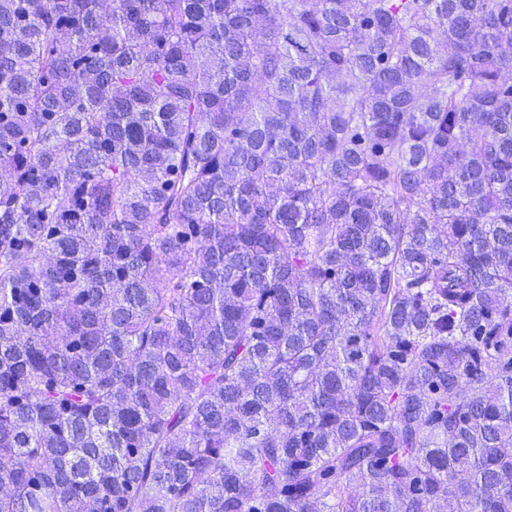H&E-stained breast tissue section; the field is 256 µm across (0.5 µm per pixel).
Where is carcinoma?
Here are the masks:
<instances>
[{
	"mask_svg": "<svg viewBox=\"0 0 512 512\" xmlns=\"http://www.w3.org/2000/svg\"><path fill=\"white\" fill-rule=\"evenodd\" d=\"M0 512H512V0H0Z\"/></svg>",
	"mask_w": 512,
	"mask_h": 512,
	"instance_id": "carcinoma-1",
	"label": "carcinoma"
}]
</instances>
